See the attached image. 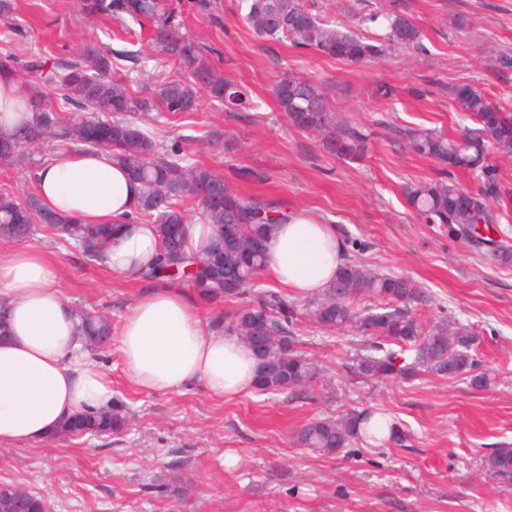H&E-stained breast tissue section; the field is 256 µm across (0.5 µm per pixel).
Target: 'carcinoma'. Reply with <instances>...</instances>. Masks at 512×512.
I'll return each instance as SVG.
<instances>
[{"label": "carcinoma", "mask_w": 512, "mask_h": 512, "mask_svg": "<svg viewBox=\"0 0 512 512\" xmlns=\"http://www.w3.org/2000/svg\"><path fill=\"white\" fill-rule=\"evenodd\" d=\"M244 20L255 35L270 41H291L295 47L313 48L320 54L360 63L384 54L392 47H419L420 28L397 14L388 21L383 40L365 41L348 26L308 11L302 0H247ZM86 16L106 15L122 31L130 25L153 26L155 50L178 61L183 75L157 82L147 95H134L112 77L115 62L138 64L136 52L126 48H102L96 42L83 44L72 60H61L50 69L40 60L17 66L12 55L0 57V65L33 87L28 111L23 113L13 136L0 142V165H13L49 140L110 152L128 177L141 185L134 218L157 225L163 248L143 274L146 282H185L206 301L238 299L243 304L229 315L224 330L239 336L249 346L254 337L269 342L254 350L259 361L256 389L264 394L288 390L298 395L317 379L316 366L296 348V313L288 298L271 293L253 304L246 301L253 291L252 276L260 275L265 253L258 242L267 240L283 214L272 203L236 192L210 167L195 163L177 143L159 145L143 126L145 116L161 110L173 115L198 111L202 93H207L227 112H245L254 104L244 87L213 70L210 57L216 47L180 31L172 0H77ZM280 110L292 126L322 137L324 148L343 159L353 160L364 150L368 134L331 112L323 89L292 71L284 73L274 90ZM458 110L476 127L457 139L429 130L404 132L410 147L448 167L471 171L495 192L496 177L487 163L493 147L512 154V112L499 108L479 89L460 85L449 90ZM411 204L427 224H440L448 237L460 240L478 253L488 254L501 265H512V239L502 233L493 239L478 229L499 223L486 193H473L453 180L417 185L408 192ZM189 202L207 212L215 226V239L207 254L216 264H206L190 276L178 260L184 256V226L189 223L183 204ZM66 244L75 243L82 254L98 261L112 234L108 224H84L62 218L30 196L19 200L0 193V238L32 241L43 230ZM426 299L408 279L373 272L354 262H345L335 280L312 299L314 321L322 328L353 329L360 336L354 366L366 378L413 380L423 375L465 378L475 388L492 383L490 374L479 370L478 337L457 320L426 325L408 308ZM84 336L106 343L112 335V320L79 312ZM369 413H352L339 419H315L304 424L295 440L303 447L325 454L338 452L359 438V424ZM130 423L125 406L114 401L112 410L82 413L66 421L56 437L120 436ZM481 472L505 486H512V445L504 443L482 456ZM12 512H48L43 498L25 491Z\"/></svg>", "instance_id": "cac0c4a2"}]
</instances>
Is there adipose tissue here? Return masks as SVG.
Returning <instances> with one entry per match:
<instances>
[{
  "instance_id": "obj_1",
  "label": "adipose tissue",
  "mask_w": 512,
  "mask_h": 512,
  "mask_svg": "<svg viewBox=\"0 0 512 512\" xmlns=\"http://www.w3.org/2000/svg\"><path fill=\"white\" fill-rule=\"evenodd\" d=\"M25 84L0 69V136L11 137ZM35 195L47 209L86 224L118 223L103 253V267L140 283L141 270L161 251L156 225L124 223L134 213L138 184L108 153L79 147L38 166ZM338 226L298 213L274 228L266 269L291 293L320 294L344 262ZM0 445L52 438L61 423L80 413L111 408L112 378L79 334L74 307L65 298L56 261L24 244L0 252ZM119 352L132 382L149 393H174L203 385L210 396L231 400L256 384L258 361L235 334L207 327L195 292L142 285L119 331Z\"/></svg>"
}]
</instances>
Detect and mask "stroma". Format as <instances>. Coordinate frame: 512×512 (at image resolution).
<instances>
[{"mask_svg": "<svg viewBox=\"0 0 512 512\" xmlns=\"http://www.w3.org/2000/svg\"><path fill=\"white\" fill-rule=\"evenodd\" d=\"M216 18L182 12L183 32L221 52L217 72L247 86L255 109L227 112L203 102L199 112L149 113L146 126L160 144L183 140L191 156L237 192L274 202L290 215L307 213L336 224L346 258L412 280L429 297L415 305L423 322L442 317L469 324L483 367L494 382L426 376L412 382L366 379L352 369V331L319 328L308 313L296 325L300 348L319 368L306 392L293 396L248 390L232 400L202 386L178 393L139 390L126 374L117 341L98 358L129 408L121 437L50 439L0 446V481L45 499L49 512H512V486L478 478L479 461L500 443L512 444V267L450 240L423 221L406 199L408 187L440 181L442 168L399 137L404 129L452 136L468 120L449 88L468 84L512 110V0H305L312 13L332 16L360 36L376 37L374 12L402 14L421 28L418 49H390L362 64L312 49L259 39L245 24V0H217ZM17 32L0 25V54L19 62L73 57L81 42L109 43L113 21L81 14L75 0H13ZM130 49L147 62L118 63L115 78L134 93L180 68L135 31ZM295 72L326 89L333 112L368 128L362 158L344 161L320 136L293 128L274 88ZM387 86L388 96L378 95ZM34 163L0 166V191L34 193ZM264 181L249 179V172ZM60 264L65 296L76 307L111 317L120 327L140 287L90 263L54 238L40 241ZM399 421L407 447L355 440L326 455L300 447L296 431L315 418L351 411Z\"/></svg>", "mask_w": 512, "mask_h": 512, "instance_id": "1", "label": "stroma"}]
</instances>
